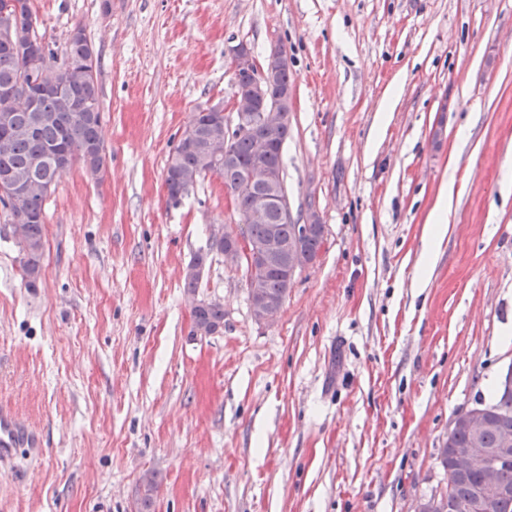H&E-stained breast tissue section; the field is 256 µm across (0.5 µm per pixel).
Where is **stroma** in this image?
Listing matches in <instances>:
<instances>
[{
    "mask_svg": "<svg viewBox=\"0 0 512 512\" xmlns=\"http://www.w3.org/2000/svg\"><path fill=\"white\" fill-rule=\"evenodd\" d=\"M35 5L54 50L80 24L99 58L106 167L60 174L36 287L0 211V406L41 440L0 463V512H414L444 492L453 418L512 365V0ZM241 43L290 58L288 204L325 226L271 325L223 255L185 293L210 226L239 221L231 191L209 177L174 207L164 185L199 107L230 104ZM196 297L223 305L217 333L191 336ZM453 184H445L437 199V202L429 214L427 234L425 238V254H434L438 243L448 232V213L451 208Z\"/></svg>",
    "mask_w": 512,
    "mask_h": 512,
    "instance_id": "obj_1",
    "label": "stroma"
}]
</instances>
